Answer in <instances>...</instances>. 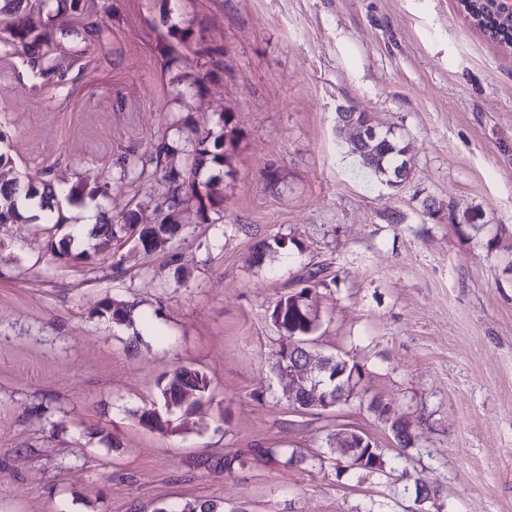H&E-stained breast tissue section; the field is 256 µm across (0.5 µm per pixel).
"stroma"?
<instances>
[{"mask_svg": "<svg viewBox=\"0 0 512 512\" xmlns=\"http://www.w3.org/2000/svg\"><path fill=\"white\" fill-rule=\"evenodd\" d=\"M60 0L48 75L0 29V180L83 182L112 223H152L168 186L149 157L194 145L229 113L221 218L186 215L151 254L113 242L52 258L49 224H0V512H512V50L457 0ZM184 47L169 54L174 32ZM218 49V60L198 46ZM367 112L409 146L393 187L361 170L336 110ZM293 247L267 252L274 237ZM319 272L318 353L357 362L352 398L294 409L270 355L268 311ZM137 302L152 329L117 324ZM204 371L201 409L139 423L174 366ZM380 403L416 436L403 465ZM381 449L382 470L328 451L336 425ZM315 456L287 466L264 456ZM244 456L228 472L225 457Z\"/></svg>", "mask_w": 512, "mask_h": 512, "instance_id": "1", "label": "stroma"}]
</instances>
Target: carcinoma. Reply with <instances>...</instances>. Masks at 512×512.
<instances>
[{
    "label": "carcinoma",
    "mask_w": 512,
    "mask_h": 512,
    "mask_svg": "<svg viewBox=\"0 0 512 512\" xmlns=\"http://www.w3.org/2000/svg\"><path fill=\"white\" fill-rule=\"evenodd\" d=\"M465 9L475 21V24L485 29L490 36L500 43L512 42V18L500 14L490 0H469ZM6 24L14 40L28 50L34 48L39 51L38 60L42 61L57 50L56 18L50 14H43L37 5V0H0V24ZM210 133L195 137V148L188 157L180 156V150L168 142L160 143L155 150L156 162L164 165L165 179L169 190L164 201V209L181 223L182 214L188 205L196 208V213L202 220H207L209 213H220L224 197L215 184H200L195 176L201 168L208 164L221 165L225 163L227 155L217 153L209 148ZM390 145L378 144L377 154L369 160V170L386 182H393L396 170L405 164L401 157L406 152V146L400 139L389 136ZM14 188L11 185L0 186V224L21 219L14 199ZM101 189L97 186L76 184L66 192L69 202L93 199ZM137 214L130 211L126 214L124 223L113 224L102 215L99 217L101 226L98 230L99 242L95 244L96 252L100 253L111 246L117 239L129 238V230L135 224ZM154 246H162L173 239L176 230L170 224H155L147 230ZM311 288L303 287L300 290L280 297L274 304L270 319L280 333L278 348L272 352L273 367L278 368L287 362L288 343L291 340H300L312 336L319 326L320 318L313 313L305 301V294ZM160 396L164 405L172 404L174 407L191 414L201 408L203 399L209 392L210 380L199 369L190 366L174 368L167 378L158 383ZM191 392L190 398H185V391ZM141 424L163 431L166 421L158 410L147 408L139 414ZM266 454L272 457L285 458V465H298L306 461V457L297 451H288L282 448H269ZM217 504L205 502L201 504H185L177 510L168 506L159 507L156 512H216Z\"/></svg>",
    "instance_id": "obj_1"
}]
</instances>
